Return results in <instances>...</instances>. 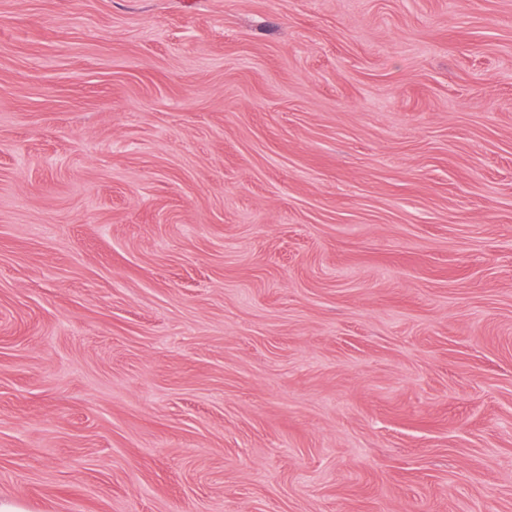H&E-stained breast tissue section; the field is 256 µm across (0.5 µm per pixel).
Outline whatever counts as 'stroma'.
<instances>
[{"mask_svg": "<svg viewBox=\"0 0 512 512\" xmlns=\"http://www.w3.org/2000/svg\"><path fill=\"white\" fill-rule=\"evenodd\" d=\"M0 498L512 512V0H0Z\"/></svg>", "mask_w": 512, "mask_h": 512, "instance_id": "35a3bbf8", "label": "stroma"}]
</instances>
